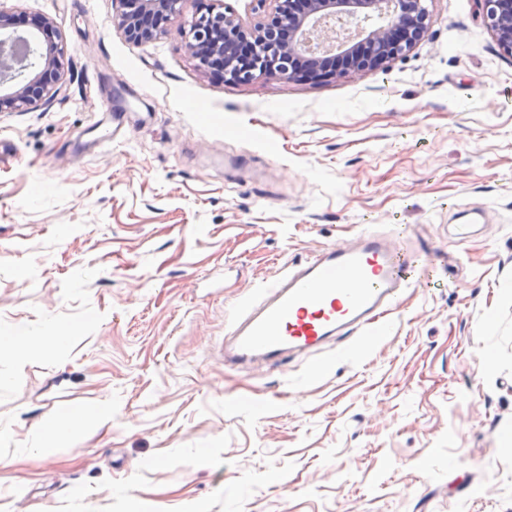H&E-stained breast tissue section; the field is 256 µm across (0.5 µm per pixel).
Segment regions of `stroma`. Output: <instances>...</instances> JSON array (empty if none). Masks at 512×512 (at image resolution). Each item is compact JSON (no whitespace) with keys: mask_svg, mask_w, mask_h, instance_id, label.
<instances>
[{"mask_svg":"<svg viewBox=\"0 0 512 512\" xmlns=\"http://www.w3.org/2000/svg\"><path fill=\"white\" fill-rule=\"evenodd\" d=\"M4 5L51 17L67 57L50 104L0 112V328L71 337L0 354V512H512V57L477 0H428L385 69L248 83L181 22L248 25L254 0H182L143 43L118 0ZM114 94L122 140L77 151ZM371 225L417 259L386 324L225 367L239 301ZM74 410L51 459L16 462ZM81 422V414L71 412L41 420L36 430V441L30 444L24 443L18 449V453L28 460H47L53 455V444L78 428Z\"/></svg>","mask_w":512,"mask_h":512,"instance_id":"stroma-1","label":"stroma"}]
</instances>
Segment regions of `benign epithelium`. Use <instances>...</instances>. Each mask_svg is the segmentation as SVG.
<instances>
[{
	"label": "benign epithelium",
	"instance_id": "1",
	"mask_svg": "<svg viewBox=\"0 0 512 512\" xmlns=\"http://www.w3.org/2000/svg\"><path fill=\"white\" fill-rule=\"evenodd\" d=\"M117 24L134 42L157 38V16L179 13L181 0H119ZM261 11L250 25L225 12H209L182 30L187 53L224 79L249 82L358 75L384 67L423 40L429 24L426 0H256ZM486 26L512 57V0H479ZM14 16L0 7V112H27L57 90L47 75L63 69L65 48L56 38L21 67L10 31Z\"/></svg>",
	"mask_w": 512,
	"mask_h": 512
}]
</instances>
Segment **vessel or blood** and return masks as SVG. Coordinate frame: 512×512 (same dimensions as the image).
Returning <instances> with one entry per match:
<instances>
[{"label": "vessel or blood", "mask_w": 512, "mask_h": 512, "mask_svg": "<svg viewBox=\"0 0 512 512\" xmlns=\"http://www.w3.org/2000/svg\"><path fill=\"white\" fill-rule=\"evenodd\" d=\"M415 265L389 233L375 228L319 250L257 288L225 322L226 363L284 364L329 340L378 326L414 279Z\"/></svg>", "instance_id": "vessel-or-blood-1"}]
</instances>
